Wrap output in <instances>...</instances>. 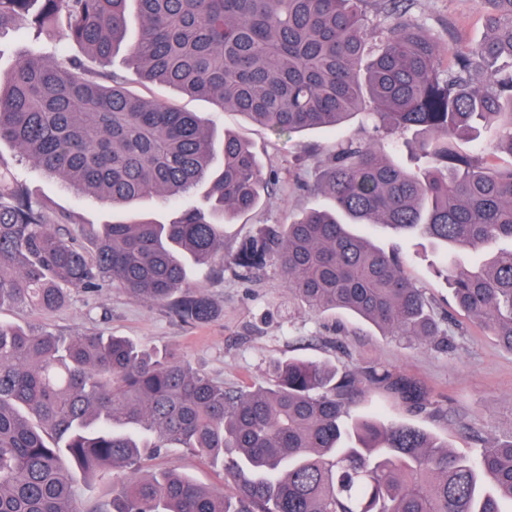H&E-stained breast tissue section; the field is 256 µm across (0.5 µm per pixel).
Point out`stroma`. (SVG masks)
Segmentation results:
<instances>
[{
    "instance_id": "obj_1",
    "label": "stroma",
    "mask_w": 512,
    "mask_h": 512,
    "mask_svg": "<svg viewBox=\"0 0 512 512\" xmlns=\"http://www.w3.org/2000/svg\"><path fill=\"white\" fill-rule=\"evenodd\" d=\"M408 14L451 44L473 45L486 34L482 0H411ZM112 69L127 75L130 89L145 99L198 113L217 130L232 131L255 148L272 184L258 208L225 224L224 250L228 253L241 239L266 226L287 224L310 208L330 206V199L317 193L314 185L333 158L337 143L366 140L372 134L370 125L358 116L336 130L279 137L209 100L168 85L139 81L131 74L124 52L113 56ZM0 156L10 164L9 178L24 183L50 217L68 216L62 230L77 243H87L93 230L111 222L109 204L76 195L11 144L0 143ZM356 230L377 247L397 249L405 257L407 275L424 289L445 333L442 344L427 348L395 340L340 309L313 312L289 292L275 268L244 277L230 268L220 273L207 266H190V286L223 309L220 317L203 325L185 323L167 308L134 298L109 283L95 292L72 290L67 304L50 315L16 306L1 310L0 319L65 336L94 331L124 336L144 347H166L230 390L263 383L269 364L277 359L304 358L339 370L378 366L420 383L441 412L409 411L387 392L375 389L358 402L357 414L404 420L466 456L474 454L480 438L511 432L512 352L473 326L456 308L446 278L436 272L438 253L430 241L420 236L399 237L373 224L357 225ZM172 466L205 486L223 482L222 474L184 448L164 450L153 461L157 470Z\"/></svg>"
}]
</instances>
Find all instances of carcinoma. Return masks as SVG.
Returning <instances> with one entry per match:
<instances>
[{"instance_id": "cac0c4a2", "label": "carcinoma", "mask_w": 512, "mask_h": 512, "mask_svg": "<svg viewBox=\"0 0 512 512\" xmlns=\"http://www.w3.org/2000/svg\"><path fill=\"white\" fill-rule=\"evenodd\" d=\"M140 28L126 42L129 2ZM0 0V35L59 33L99 62L29 55L0 74L6 141L81 194L131 208L172 201L166 224L99 225L92 251L54 229L0 159V309L41 312L109 281L191 324L222 308L187 282L188 262L275 267L314 312L342 309L408 344H441L439 324L399 252L351 233L380 224L440 249L438 273L472 323L512 352V0H482L488 36L450 48L407 16L406 0ZM125 49L140 79L214 100L291 135L364 115L379 136L336 149L315 190L334 209L269 225L224 256V223L255 209L270 178L252 146L194 112L148 101L110 69ZM483 72L476 85L473 76ZM420 163L396 154L408 131ZM473 142L470 152L458 140ZM204 187L208 207L189 201ZM484 254L464 269L458 251ZM274 383L227 390L175 353L122 336L65 338L0 321V512H76L74 472L106 478L92 512H512V435L470 458L398 420L353 413L383 388L412 410L427 391L385 369L270 366ZM186 448L223 471L204 487L143 462Z\"/></svg>"}]
</instances>
